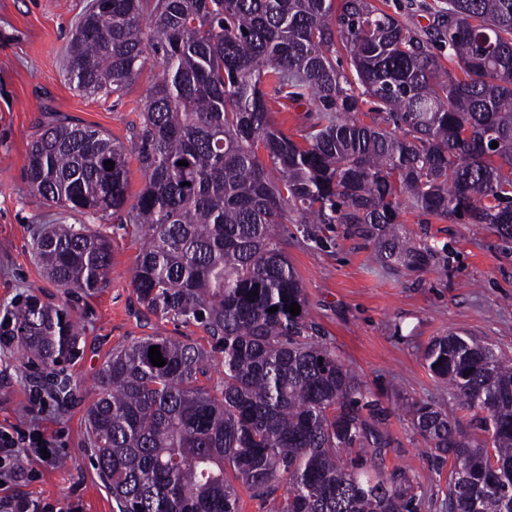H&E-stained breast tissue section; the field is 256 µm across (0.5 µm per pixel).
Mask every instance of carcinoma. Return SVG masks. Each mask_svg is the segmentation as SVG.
Instances as JSON below:
<instances>
[{
	"instance_id": "1",
	"label": "carcinoma",
	"mask_w": 512,
	"mask_h": 512,
	"mask_svg": "<svg viewBox=\"0 0 512 512\" xmlns=\"http://www.w3.org/2000/svg\"><path fill=\"white\" fill-rule=\"evenodd\" d=\"M446 3L421 38L372 0H92L69 44L76 89L119 100L148 54L161 78L128 146L49 123L30 144L28 183L66 211L136 225L137 302L209 338L146 336L99 370L87 422L118 512H240L242 490L267 512H419L416 478L385 467L390 412L315 340L280 228L299 224L317 242L345 224L410 268L432 251L399 236L404 214L512 239V0ZM302 105L291 132L272 120ZM133 161L144 179L134 197ZM37 255L67 293L93 292L112 267L109 239L84 224L44 229ZM294 302L297 316L285 310ZM10 321L0 333L26 357H75L66 305L31 296ZM152 346L165 366L150 362ZM217 360L224 378L201 384ZM423 360L475 432L433 403L408 406L451 461L448 512H512V359L450 333Z\"/></svg>"
}]
</instances>
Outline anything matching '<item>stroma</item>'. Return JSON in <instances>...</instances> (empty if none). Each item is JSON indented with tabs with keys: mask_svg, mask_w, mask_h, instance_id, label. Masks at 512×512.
Returning <instances> with one entry per match:
<instances>
[{
	"mask_svg": "<svg viewBox=\"0 0 512 512\" xmlns=\"http://www.w3.org/2000/svg\"><path fill=\"white\" fill-rule=\"evenodd\" d=\"M413 35H424L442 0H374ZM91 0H0V317L27 295L68 302L81 330L79 354L63 371L25 358L17 344L0 342V426L40 428L57 448L53 464L31 462L32 480L9 485L11 494L43 499L53 512H113L112 496L87 451V411L98 399V372L112 350L145 336L206 343L198 326L146 313L131 284L145 239L131 224L66 213L28 184L25 166L33 140L51 116L102 130L125 142L137 123L147 89L161 66L147 57L131 92L104 102L79 93L67 72V49ZM85 224L107 235L112 270L94 293L64 294L43 272L34 240L54 224ZM400 234L435 249L427 268L408 271L381 261L375 239L338 224L322 244L288 227V259L308 301L307 318L393 413L387 429L394 446L387 466L416 476L424 492L420 512H447L449 463L439 462L404 412L414 402L447 405L448 388L423 364L434 338L451 332L497 345L512 358V242L477 224L406 216ZM69 380L65 399L32 410V392H50L58 374Z\"/></svg>",
	"mask_w": 512,
	"mask_h": 512,
	"instance_id": "obj_1",
	"label": "stroma"
}]
</instances>
